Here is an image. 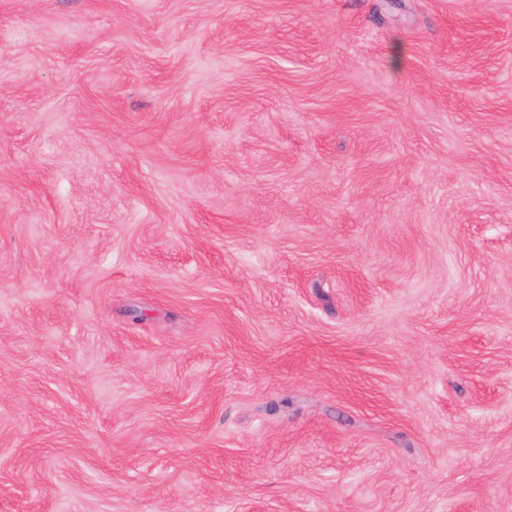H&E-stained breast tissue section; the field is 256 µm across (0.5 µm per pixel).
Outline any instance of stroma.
Wrapping results in <instances>:
<instances>
[{
    "mask_svg": "<svg viewBox=\"0 0 512 512\" xmlns=\"http://www.w3.org/2000/svg\"><path fill=\"white\" fill-rule=\"evenodd\" d=\"M0 512H512V0H0Z\"/></svg>",
    "mask_w": 512,
    "mask_h": 512,
    "instance_id": "1",
    "label": "stroma"
}]
</instances>
